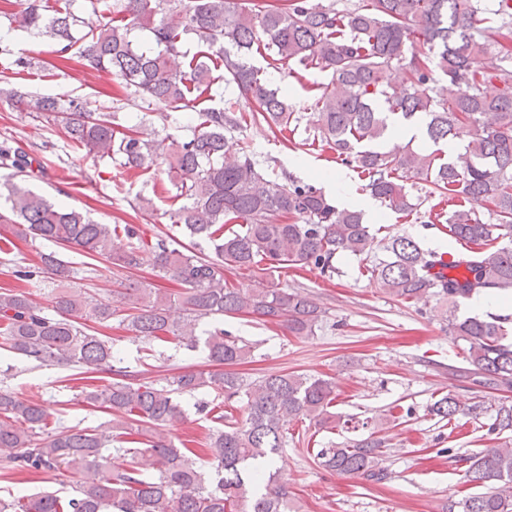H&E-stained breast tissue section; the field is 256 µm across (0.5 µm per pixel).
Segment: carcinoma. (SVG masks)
<instances>
[{
  "label": "carcinoma",
  "instance_id": "carcinoma-1",
  "mask_svg": "<svg viewBox=\"0 0 512 512\" xmlns=\"http://www.w3.org/2000/svg\"><path fill=\"white\" fill-rule=\"evenodd\" d=\"M8 13L16 30L45 36L56 56L77 60L84 69L105 73L125 88H135L155 104L173 111L211 89L213 71L223 69L251 108L254 122L279 132L303 116L287 98L269 87L266 71L252 64L263 54L267 67L289 64L329 76L316 86L314 112L307 118L312 141L336 161L368 180L371 195L397 212H412L410 180L429 186L438 199L428 214L445 222L448 237L468 254L422 248L409 236H395L372 254L374 237L358 210L339 208L321 189L295 179L281 182L259 166L252 150L234 141L240 122L232 107L197 113L188 134L145 139L116 128V116L92 111L78 99L20 91L5 81L0 99L35 112L61 126L76 145L97 157L123 158L133 170L161 168L184 199L170 216L192 236L209 240L214 256L192 245L171 248L163 237L149 244L140 230L124 225V246L115 230L95 224L75 210L31 191L26 177L34 158L0 147V165L13 169L3 187L14 224L33 240L84 253L82 267L56 251L38 252V261L15 270L21 281L49 279L54 284L51 312L28 292L0 291V339L9 351L40 366L71 364L85 373L109 372L114 381L102 390L84 391L85 402L118 417L112 433L98 429L45 432L48 414L37 402L0 384V459L29 478L64 469L77 477L75 495L64 501L55 492L11 501L0 512H293L288 484L269 471L286 445L284 427L294 419L336 427L330 411L336 383L305 373L282 372L252 382L224 366L253 356L254 346L220 326L226 315L255 316L274 322L293 336H312L323 311L299 288L254 293L228 284L227 270L314 266L336 274V258L352 254L370 262L372 280L389 296L410 302L437 296L457 308L459 300L484 292L512 291V46L500 41L512 27L508 0H365L338 9L319 0H110L112 19L90 24L69 8L48 0H14ZM147 33L137 41L134 31ZM194 43L193 54L184 47ZM487 55L497 63L481 62ZM398 68L405 84L394 88L389 72ZM426 120V135L436 145L470 136L463 150L423 152L409 145L388 151L362 149L382 139L394 116ZM449 203V212L440 205ZM486 210L483 217L478 208ZM105 261L119 273L113 295L139 305L126 313L114 302L75 288L93 277ZM464 267L459 276L440 269ZM180 288L169 292L138 277L143 268ZM118 321L147 341L171 337L189 351L203 348L212 368H189L165 385L142 382L123 365L111 338L96 325ZM213 329L198 332L202 322ZM508 319L451 314L448 333L464 348L467 366H448L459 382L492 391L512 392V341ZM218 388L224 406L240 404L241 420L215 416L223 427L206 447H177L166 428L182 418L177 397ZM447 394L432 412L442 420L477 412ZM150 434L138 448H112L126 436ZM512 429V406L501 405L489 431ZM384 440L369 435L340 448H323L318 463L343 476L380 481ZM130 458L114 469L113 457ZM155 474L143 477L138 458ZM466 482L494 486L448 504V512H512V445L486 448L465 459ZM265 492L248 496V483L262 471Z\"/></svg>",
  "mask_w": 512,
  "mask_h": 512
}]
</instances>
